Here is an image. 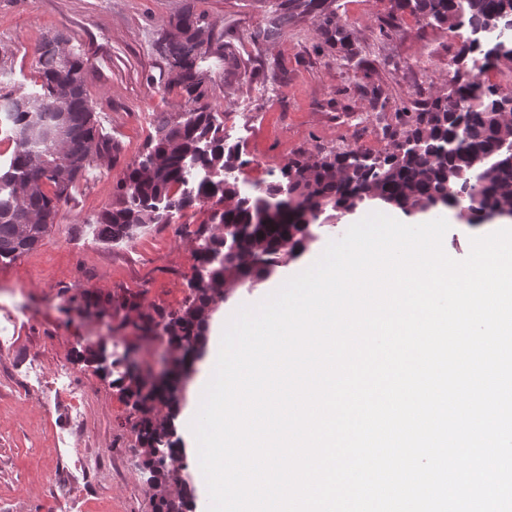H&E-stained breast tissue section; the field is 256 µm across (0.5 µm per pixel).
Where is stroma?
Here are the masks:
<instances>
[{
  "label": "stroma",
  "mask_w": 512,
  "mask_h": 512,
  "mask_svg": "<svg viewBox=\"0 0 512 512\" xmlns=\"http://www.w3.org/2000/svg\"><path fill=\"white\" fill-rule=\"evenodd\" d=\"M188 3L215 34H233L244 64L236 71L210 54L197 61L208 76L204 102L225 136L243 156L264 161L258 170L242 167L243 189L350 138L384 151L390 140L378 125L395 126L398 110L449 80L470 35L465 25L450 30L392 12L391 0H333L359 60L344 67L310 17L277 39L254 41L268 23L269 0H0V95L39 93L35 51L63 34L67 51L86 62L98 131L119 147L117 157L87 166L35 249L0 260V512H153L128 408L110 378L76 354L101 344L119 357L135 344L150 362L158 347L72 309L70 298L128 290L147 307L174 311L189 293L191 243L213 203L129 241L106 243L94 231L127 165L154 136L158 113L189 107L157 52L170 18Z\"/></svg>",
  "instance_id": "1"
}]
</instances>
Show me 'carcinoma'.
Here are the masks:
<instances>
[{"label": "carcinoma", "instance_id": "cac0c4a2", "mask_svg": "<svg viewBox=\"0 0 512 512\" xmlns=\"http://www.w3.org/2000/svg\"><path fill=\"white\" fill-rule=\"evenodd\" d=\"M397 11L408 10L419 19L452 30L454 0H393ZM329 0H278L263 38L272 39L291 23L307 17L320 19L326 42L342 58L355 57L351 33L329 11ZM469 26L487 28L496 20L512 29V0H465ZM171 32L158 41L157 51L176 72L192 107L179 118L161 116L146 152L127 167L116 187V200L96 220L97 236L104 242L131 239L152 224H169L195 204L215 201L219 209L211 224L194 232L196 276L185 306L175 312L144 307L140 296L84 292L85 309L95 315L129 318L143 334L167 345L174 368L204 347L214 305L238 284L267 280L288 260L298 257L313 241L307 225L357 208L371 199L412 213L421 208L437 213L457 205L467 189L480 188L482 208L469 221L478 225L493 214L512 217V154L494 149L498 135L494 85L479 78L458 80L473 46L465 44L456 57L457 67L445 94H432L414 105L412 112H397V128L389 133L397 141H423L425 152L384 150L377 154L383 170L355 169L337 176L350 149H338L315 158L292 159L281 178L257 194L241 192L232 172L240 150L224 142V130L213 113L198 105L207 76L197 67L205 53L224 55V44L214 38L206 16L186 5L169 20ZM67 43L56 34L37 48L41 94L0 95V112L12 124L15 144L9 169L0 174V259L13 260L42 242L55 223L60 202L73 182L96 159L112 156L116 147L98 138L86 86L85 61L65 51ZM240 226L244 236L235 255L224 259L229 241ZM129 415L127 422L146 456L143 469L155 483L180 482L173 467L178 438L172 409L183 400L176 382L148 387L125 369L112 380ZM191 498H157L154 512H189Z\"/></svg>", "mask_w": 512, "mask_h": 512}]
</instances>
